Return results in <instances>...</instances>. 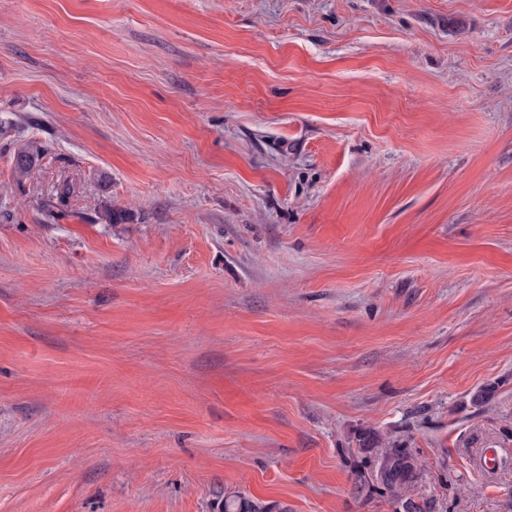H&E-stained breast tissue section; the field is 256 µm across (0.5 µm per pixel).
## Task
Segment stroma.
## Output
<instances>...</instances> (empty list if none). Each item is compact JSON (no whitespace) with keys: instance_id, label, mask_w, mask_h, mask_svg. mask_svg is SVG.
Returning a JSON list of instances; mask_svg holds the SVG:
<instances>
[{"instance_id":"1","label":"stroma","mask_w":512,"mask_h":512,"mask_svg":"<svg viewBox=\"0 0 512 512\" xmlns=\"http://www.w3.org/2000/svg\"><path fill=\"white\" fill-rule=\"evenodd\" d=\"M367 430L512 512V0H0V512H395ZM47 148L39 142H26L13 153L12 164L19 178L27 177ZM277 505L249 497L239 491H225L224 512H272ZM278 511L288 512L287 507L278 506Z\"/></svg>"}]
</instances>
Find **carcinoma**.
Returning <instances> with one entry per match:
<instances>
[{
	"instance_id": "carcinoma-1",
	"label": "carcinoma",
	"mask_w": 512,
	"mask_h": 512,
	"mask_svg": "<svg viewBox=\"0 0 512 512\" xmlns=\"http://www.w3.org/2000/svg\"><path fill=\"white\" fill-rule=\"evenodd\" d=\"M47 148L39 142H26L13 153L12 164L20 178L28 176L37 161L45 155ZM74 192V187L65 184L56 194V202L49 205L47 218H56L55 208L64 206ZM360 450L373 455L374 463L368 468L354 472L353 487L356 493L378 490L402 509V512H428V505L404 498V488L412 483L421 466L419 460L407 448L399 447L383 435L367 431L359 437ZM275 506L249 497L239 491L224 492L223 512H273Z\"/></svg>"
}]
</instances>
